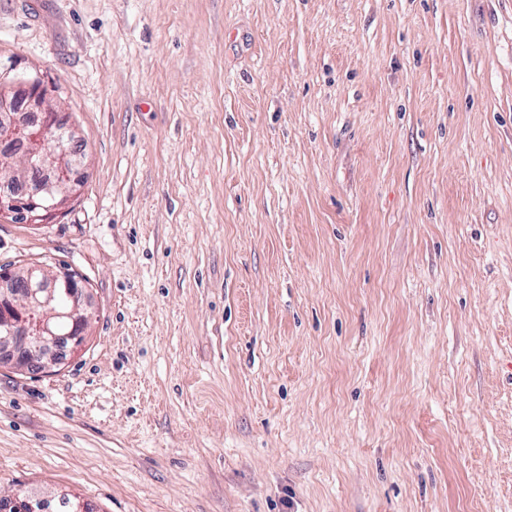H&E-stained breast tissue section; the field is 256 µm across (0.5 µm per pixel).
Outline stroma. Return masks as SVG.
<instances>
[{"label": "stroma", "instance_id": "35a3bbf8", "mask_svg": "<svg viewBox=\"0 0 512 512\" xmlns=\"http://www.w3.org/2000/svg\"><path fill=\"white\" fill-rule=\"evenodd\" d=\"M84 144L0 270L88 280L0 364V496L512 512V0H0ZM45 260L38 259L25 272V287L17 295L13 288L16 273L0 271V347H14L16 353L8 359L15 367L29 373H42L57 365L56 355L62 353L63 343L69 341L71 351H78L85 341L89 323L87 286L78 273L62 268H47ZM70 300L69 307L58 310L61 291ZM17 303V301H19ZM41 309L38 317L33 313ZM57 319L69 324L61 325Z\"/></svg>", "mask_w": 512, "mask_h": 512}]
</instances>
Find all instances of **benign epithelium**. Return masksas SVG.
I'll return each instance as SVG.
<instances>
[{
  "label": "benign epithelium",
  "instance_id": "benign-epithelium-1",
  "mask_svg": "<svg viewBox=\"0 0 512 512\" xmlns=\"http://www.w3.org/2000/svg\"><path fill=\"white\" fill-rule=\"evenodd\" d=\"M48 91L38 75L20 78L0 67V143L26 140L28 184L23 194L0 192V217L26 224H47L73 201L81 180L72 173L70 147L57 144L51 157L40 153L43 137L55 130L72 138L77 130L64 110L47 107ZM16 273L0 271V347H14L10 362L30 373L56 365L63 343L78 351L89 323L87 286L62 268L32 264L25 272L23 296L13 290ZM71 324L61 335L57 320Z\"/></svg>",
  "mask_w": 512,
  "mask_h": 512
}]
</instances>
